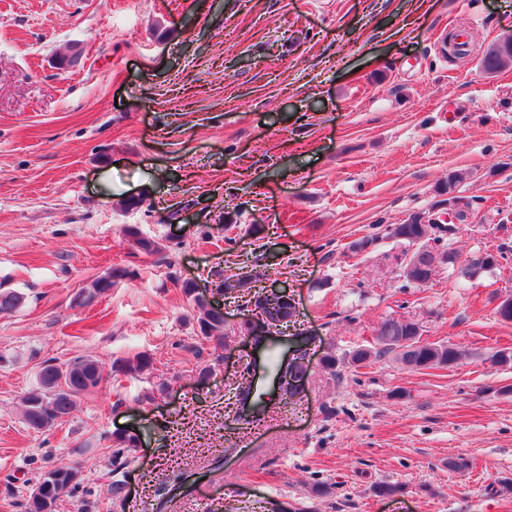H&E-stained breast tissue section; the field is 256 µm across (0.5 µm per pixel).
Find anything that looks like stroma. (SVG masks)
Here are the masks:
<instances>
[{
	"mask_svg": "<svg viewBox=\"0 0 512 512\" xmlns=\"http://www.w3.org/2000/svg\"><path fill=\"white\" fill-rule=\"evenodd\" d=\"M0 0V286L22 291L0 316V512H25L46 467L78 466L57 512H512V349L495 299L512 295V66L483 51L512 31V0ZM470 36L452 60L442 38ZM83 47L79 67L55 52ZM472 202L437 248L499 257L466 279L440 270L408 286L406 247L386 225L428 208L448 171ZM143 206L126 208L128 198ZM238 224L225 228V213ZM265 227L263 246L244 235ZM137 226L162 247L139 251ZM374 237L367 251L348 246ZM114 267L132 278L88 307L72 298ZM249 272L295 301L313 335L293 403L266 392L271 420L236 419L240 340L199 336L183 282L228 325L245 314L217 290ZM387 316L467 353L410 371L390 358L334 379L321 365L374 339ZM144 353L126 375L114 359ZM99 359L103 380L37 432L23 395L45 362ZM210 366L207 378L199 370ZM140 433L128 465L112 435ZM465 458L464 472L448 461ZM379 482L400 493L376 496ZM329 487L318 497L315 487Z\"/></svg>",
	"mask_w": 512,
	"mask_h": 512,
	"instance_id": "stroma-1",
	"label": "stroma"
}]
</instances>
